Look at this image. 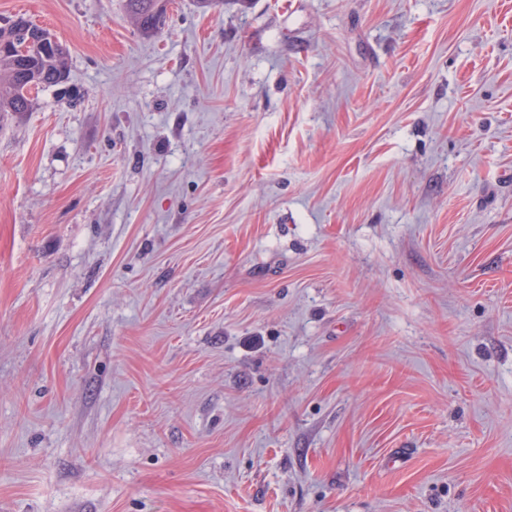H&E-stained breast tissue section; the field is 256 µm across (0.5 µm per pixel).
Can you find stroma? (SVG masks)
Wrapping results in <instances>:
<instances>
[{"label":"stroma","mask_w":512,"mask_h":512,"mask_svg":"<svg viewBox=\"0 0 512 512\" xmlns=\"http://www.w3.org/2000/svg\"><path fill=\"white\" fill-rule=\"evenodd\" d=\"M0 512H512V0H0ZM169 0H125L128 16L144 34L157 32L166 15ZM32 23L24 20L23 17L0 26V45L2 42H9L14 45L24 44L27 40L28 26ZM29 43L43 49L54 45V38L42 27L29 29ZM43 49L26 53L0 50V112H29L38 93L61 84L66 76L67 49L58 43L57 53Z\"/></svg>","instance_id":"35a3bbf8"}]
</instances>
